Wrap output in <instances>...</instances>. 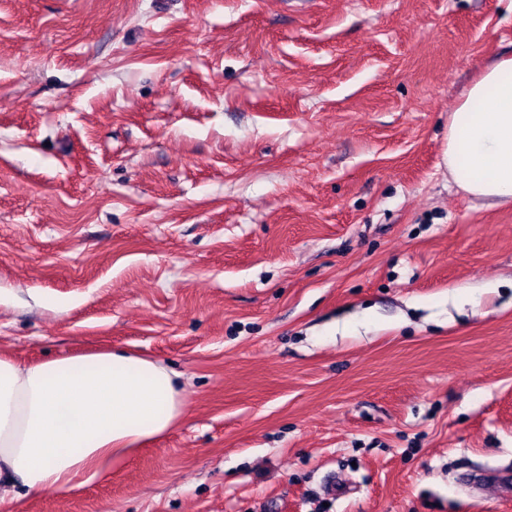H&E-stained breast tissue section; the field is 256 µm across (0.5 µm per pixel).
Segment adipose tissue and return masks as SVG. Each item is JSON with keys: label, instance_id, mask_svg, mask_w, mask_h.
Returning <instances> with one entry per match:
<instances>
[{"label": "adipose tissue", "instance_id": "obj_1", "mask_svg": "<svg viewBox=\"0 0 512 512\" xmlns=\"http://www.w3.org/2000/svg\"><path fill=\"white\" fill-rule=\"evenodd\" d=\"M444 163L472 201L512 203V56L486 66L449 113ZM183 416V387L159 361L0 354V498L91 484Z\"/></svg>", "mask_w": 512, "mask_h": 512}]
</instances>
